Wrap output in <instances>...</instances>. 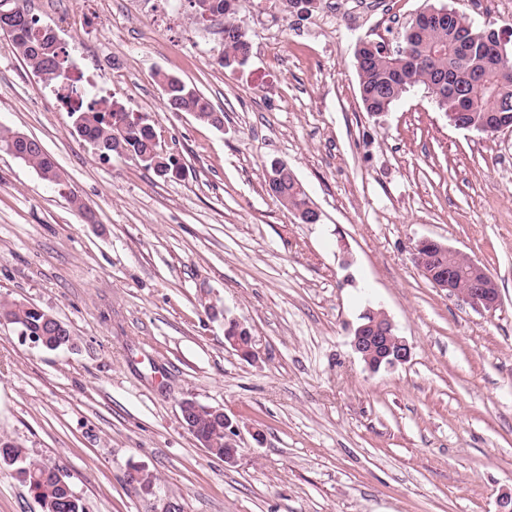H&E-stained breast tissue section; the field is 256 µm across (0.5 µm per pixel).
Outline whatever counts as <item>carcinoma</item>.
I'll return each mask as SVG.
<instances>
[{
	"label": "carcinoma",
	"mask_w": 512,
	"mask_h": 512,
	"mask_svg": "<svg viewBox=\"0 0 512 512\" xmlns=\"http://www.w3.org/2000/svg\"><path fill=\"white\" fill-rule=\"evenodd\" d=\"M0 0V33L11 41L24 65L49 84L67 92L65 103L78 100L70 109L73 128L88 141L101 157L130 156L162 180L174 177L177 162L156 154L154 125L137 120L126 112H107L88 93H81L67 83L68 53L61 41L49 37L50 25H41L24 9L7 6ZM198 19L224 18V46L219 63L225 68L243 65L252 49L247 26L236 12L225 8L227 0H187ZM416 19L389 39L370 42L362 52L370 55L367 64L357 65L360 100L366 112H389L407 93L423 89L434 96L437 107L449 113L454 104L448 100L457 94L465 100L460 120L471 129L493 135L499 115L512 113V54L505 64H498L484 51L479 26L463 12H456L451 23L422 27L413 32ZM409 49L426 65L412 67L396 47ZM155 82L161 88L165 105L171 112H188L203 123L220 128L224 113L214 109L211 101L194 85L167 72L157 71ZM0 148L10 152L24 164L34 168L41 178L65 190L66 184L53 157L41 144L19 131L0 128ZM267 193L290 212L307 209L312 200L303 184L288 177L265 183ZM31 335L41 337L40 347L55 351L63 340L72 339L69 329H55L51 314L37 311L19 302H0V321ZM197 434L209 442L208 452L224 458L233 447L224 433V423L213 419L205 407L193 413ZM0 463L14 467L19 479L28 484L42 512H85L66 476L57 468L23 453L15 445L0 440Z\"/></svg>",
	"instance_id": "cac0c4a2"
}]
</instances>
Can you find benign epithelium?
I'll return each instance as SVG.
<instances>
[{
    "instance_id": "1",
    "label": "benign epithelium",
    "mask_w": 512,
    "mask_h": 512,
    "mask_svg": "<svg viewBox=\"0 0 512 512\" xmlns=\"http://www.w3.org/2000/svg\"><path fill=\"white\" fill-rule=\"evenodd\" d=\"M453 257L459 251L448 245L433 239L423 238L414 248L413 260L417 269L430 277L433 287L448 292V295L457 298L470 307L479 311H493L500 302L499 288L495 280L488 273L484 265L468 256H463L465 267L459 269L454 264H448V268H434L436 260L443 255ZM244 328V324L235 318L224 319V335L228 336V343L224 347L235 352L241 359L250 363L259 360V352L255 347V341H250L248 354H243L231 334L238 333ZM352 346L357 354L365 356L370 348L381 351L379 361L385 362V368H394L407 363L411 358V346L408 341L396 334L392 321H374L358 327L354 331ZM214 417L224 421V432L232 438L240 436L239 427L224 412L222 407L208 408Z\"/></svg>"
}]
</instances>
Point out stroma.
<instances>
[{
	"instance_id": "obj_1",
	"label": "stroma",
	"mask_w": 512,
	"mask_h": 512,
	"mask_svg": "<svg viewBox=\"0 0 512 512\" xmlns=\"http://www.w3.org/2000/svg\"><path fill=\"white\" fill-rule=\"evenodd\" d=\"M393 2L318 0L296 17L238 0L253 50L225 69L223 19H193L185 0H26L75 59L73 86L155 124L184 166L167 181L99 158L0 35V126L40 141L94 214L0 149V300L75 339L45 351L0 323V439L63 470L86 512H498L512 494V131L456 128L421 90L364 111L357 43L426 0ZM433 2L512 37V0ZM158 70L223 110V129L168 111ZM274 159L318 223L267 194ZM424 237L485 265L494 312L422 276ZM369 309L407 339V363L373 373L353 350ZM228 317L259 362L225 349ZM184 398L238 425L235 463L197 445ZM136 469L152 490L129 484ZM0 512H41L5 465Z\"/></svg>"
}]
</instances>
